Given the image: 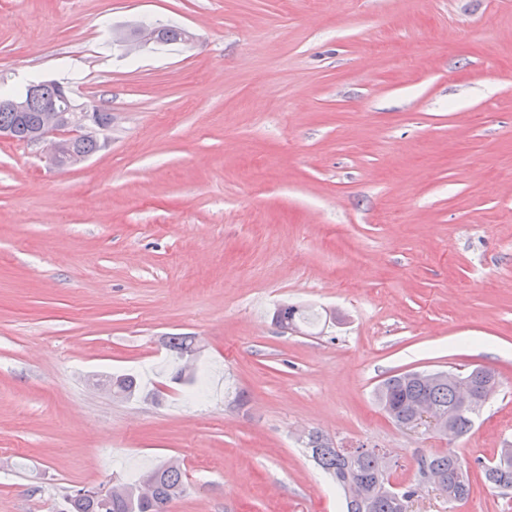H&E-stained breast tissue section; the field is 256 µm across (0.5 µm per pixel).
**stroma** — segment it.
Here are the masks:
<instances>
[{"label": "stroma", "instance_id": "1", "mask_svg": "<svg viewBox=\"0 0 512 512\" xmlns=\"http://www.w3.org/2000/svg\"><path fill=\"white\" fill-rule=\"evenodd\" d=\"M177 25L132 53L115 33ZM512 0H0V89L57 80L111 113L58 171L0 140V512L179 457L169 512H343L304 445L456 452L471 495L512 447ZM325 314L283 331V303ZM191 336L188 400L166 341ZM494 369L466 436L397 427L376 386ZM131 373L119 400L98 377Z\"/></svg>", "mask_w": 512, "mask_h": 512}]
</instances>
